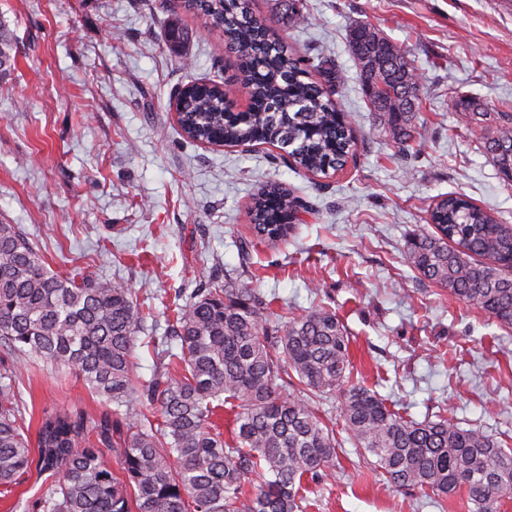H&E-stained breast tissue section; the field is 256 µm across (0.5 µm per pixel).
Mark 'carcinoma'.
Instances as JSON below:
<instances>
[{
  "instance_id": "cac0c4a2",
  "label": "carcinoma",
  "mask_w": 512,
  "mask_h": 512,
  "mask_svg": "<svg viewBox=\"0 0 512 512\" xmlns=\"http://www.w3.org/2000/svg\"><path fill=\"white\" fill-rule=\"evenodd\" d=\"M168 40H187L181 14L218 28L234 54L233 75L182 88L177 123L199 144L263 143L285 150L313 176L344 169L357 152L351 126L325 85L343 77L321 61L308 69L282 38L269 39L251 0H164ZM370 111L399 146L424 137L415 118L420 74L406 51L368 22L349 32ZM14 37L0 26V72L11 68ZM247 85L246 107L224 103V84ZM480 149L512 182V112L469 104ZM298 198L264 185L253 197L257 234H288ZM435 231L406 247L410 267L512 327V226L500 224L462 195L429 210ZM269 302L251 288L212 283L178 308L168 335L140 337L146 316L121 282L88 271L71 276L48 268L16 224L0 223V485L37 468L62 472L49 496L26 512H303V480L334 474L336 430L318 405L340 394L349 442L387 485L428 499L462 494L468 512H498L512 498V449L478 429H462L448 413L418 421L392 410L353 379L351 338L338 315L316 309L285 321L269 318ZM154 348L161 368L141 388L132 380L135 351ZM32 359L81 378L112 414L80 410L45 415L33 456L20 415V393L8 383ZM140 394L141 408L131 400ZM232 415L229 440L214 422ZM119 430L121 474L104 449ZM260 475L255 483L252 476Z\"/></svg>"
}]
</instances>
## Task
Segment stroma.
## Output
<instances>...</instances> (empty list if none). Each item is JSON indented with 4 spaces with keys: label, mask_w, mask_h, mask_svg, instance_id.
Returning a JSON list of instances; mask_svg holds the SVG:
<instances>
[{
    "label": "stroma",
    "mask_w": 512,
    "mask_h": 512,
    "mask_svg": "<svg viewBox=\"0 0 512 512\" xmlns=\"http://www.w3.org/2000/svg\"><path fill=\"white\" fill-rule=\"evenodd\" d=\"M156 0H0L15 60L0 75V222L38 243L52 270L86 269L136 294L154 335L209 281L233 280L272 298L271 319L325 308L352 336L356 378L416 420L449 410L512 446V328L460 302L407 263L408 240L429 231L440 197L463 195L512 225V185L478 148L463 107L512 105V10L499 0H302L303 24L278 27L274 0H252L307 63L328 60L345 82L333 96L358 141L330 177L298 170L266 144L204 146L185 139L169 102L200 78L231 70L234 55L203 21L168 47ZM369 22L422 75L416 114L424 142L400 150L368 109L348 47ZM276 182L308 207L286 241L252 232L248 205ZM206 277H199V270ZM29 440L45 413L101 400L75 375L20 367ZM335 475L305 484V512H465L389 488L352 446ZM53 477L29 472L0 487V512L45 497Z\"/></svg>",
    "instance_id": "35a3bbf8"
}]
</instances>
